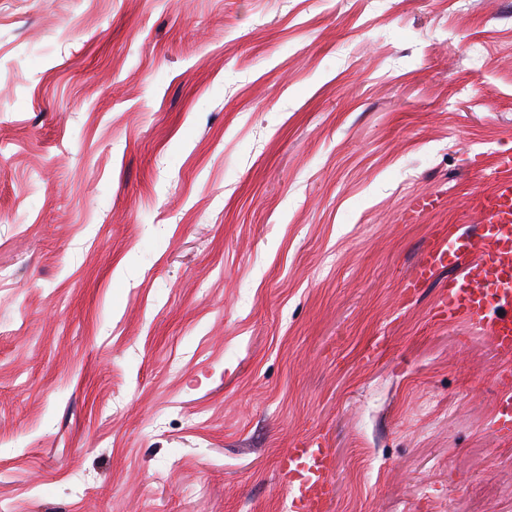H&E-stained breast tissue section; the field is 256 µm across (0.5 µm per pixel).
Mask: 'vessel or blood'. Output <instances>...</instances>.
Wrapping results in <instances>:
<instances>
[{"label":"vessel or blood","instance_id":"b4317fda","mask_svg":"<svg viewBox=\"0 0 512 512\" xmlns=\"http://www.w3.org/2000/svg\"><path fill=\"white\" fill-rule=\"evenodd\" d=\"M491 190L476 191V228L440 227L409 285L419 288L444 269L452 277L436 305L439 320L462 323L488 338L502 357L512 356V151L496 156ZM494 433L512 438V378L500 377ZM335 458L321 438L296 440L277 462L290 512H328L335 494Z\"/></svg>","mask_w":512,"mask_h":512}]
</instances>
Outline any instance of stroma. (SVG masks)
<instances>
[{
	"label": "stroma",
	"mask_w": 512,
	"mask_h": 512,
	"mask_svg": "<svg viewBox=\"0 0 512 512\" xmlns=\"http://www.w3.org/2000/svg\"><path fill=\"white\" fill-rule=\"evenodd\" d=\"M507 149L512 0H0V507L289 512L318 435L329 512H512V359L406 286ZM501 391L496 400L494 433L498 438H512V379L511 374L498 380ZM335 458L320 437L296 440L277 462L281 481L289 491L291 512H328L335 487Z\"/></svg>",
	"instance_id": "35a3bbf8"
}]
</instances>
